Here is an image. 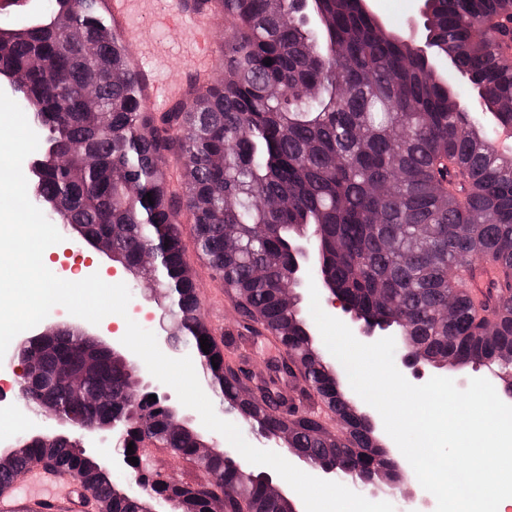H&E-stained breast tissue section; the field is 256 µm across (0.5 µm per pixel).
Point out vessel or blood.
Masks as SVG:
<instances>
[{
	"instance_id": "obj_1",
	"label": "vessel or blood",
	"mask_w": 512,
	"mask_h": 512,
	"mask_svg": "<svg viewBox=\"0 0 512 512\" xmlns=\"http://www.w3.org/2000/svg\"><path fill=\"white\" fill-rule=\"evenodd\" d=\"M101 8L112 25L118 42L138 47L130 59L131 68L143 89L148 107H168L184 100L189 74L209 80L212 69L222 58L212 33L219 17L216 9H198L193 0H101ZM175 27L187 32L190 45V71L175 69L160 78L154 58L143 52L153 33ZM497 269L487 262L472 264L463 275L467 294L482 303ZM73 474L32 465L0 488V512H42V503H52L57 512H78L80 498Z\"/></svg>"
}]
</instances>
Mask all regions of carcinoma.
Listing matches in <instances>:
<instances>
[{"instance_id": "1", "label": "carcinoma", "mask_w": 512, "mask_h": 512, "mask_svg": "<svg viewBox=\"0 0 512 512\" xmlns=\"http://www.w3.org/2000/svg\"><path fill=\"white\" fill-rule=\"evenodd\" d=\"M93 2L80 0L75 11L71 0H52L42 27L0 33V77L24 74L22 109L49 126L40 155L45 207L81 240L107 243L133 281L151 284L173 347L194 353L218 405L261 433L286 436L290 457L378 477L390 459L323 364L294 296L289 249L315 236L322 260L315 278L347 292L363 320L410 337L428 362L496 367L512 359V159L491 147L493 128L460 108L443 69L356 0H318L324 24L316 35L297 18L284 20L282 0H220L230 29L224 79L164 112L142 110L128 50ZM425 7L433 53L452 60L494 125L512 128V61L501 51L512 41V0H426ZM59 84L70 89L63 112ZM87 84L98 90L95 110L80 94ZM297 86L310 90L308 103L292 94ZM170 155L182 168L179 193L164 168ZM183 207L242 329L280 341L290 366L275 371L301 377L326 414L249 386L240 368L201 349L199 338L212 339L185 261L177 224ZM147 251L158 254L153 269L143 267ZM480 260L499 269L485 314L462 291L461 271ZM382 293L395 302L388 312ZM450 303L454 316L437 318ZM16 350L39 351L47 373L84 374L87 396L110 383L111 396L94 402L79 404L66 390L28 397L35 406H75L87 422L124 415L122 448L134 443L138 458L128 471L146 493L126 497L119 481L78 453L71 434L19 437L0 463L1 484L39 463L92 483L100 512H149L157 497L173 501L175 512H209L210 492L172 484L143 463L140 444L148 438L217 475L231 512L240 501L251 512H292L257 468L220 453L198 459L199 435L174 425L177 413L164 399H148L135 367L103 350L90 354L80 326L62 325L51 348ZM330 418L345 438L330 430Z\"/></svg>"}]
</instances>
